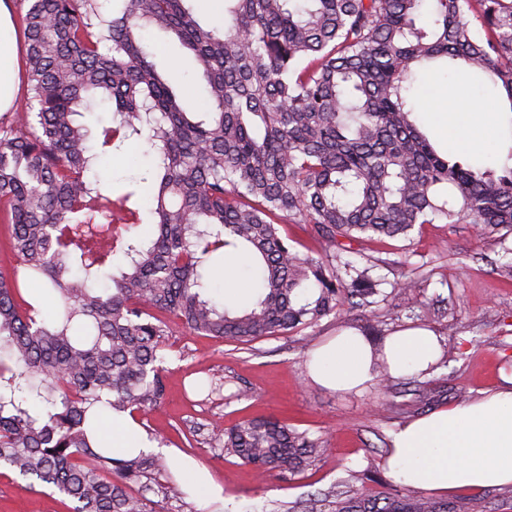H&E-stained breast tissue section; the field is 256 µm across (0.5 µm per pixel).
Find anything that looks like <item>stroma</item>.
I'll return each mask as SVG.
<instances>
[{
	"label": "stroma",
	"mask_w": 512,
	"mask_h": 512,
	"mask_svg": "<svg viewBox=\"0 0 512 512\" xmlns=\"http://www.w3.org/2000/svg\"><path fill=\"white\" fill-rule=\"evenodd\" d=\"M157 66L167 73L192 111L208 108L191 55L167 34H144ZM98 173L124 186L151 173L140 139L116 155L101 156ZM512 256V235H479L469 222L416 226L406 238L356 242L346 260L372 266L381 278L383 301L372 308H344L301 332L240 345L175 328L164 351L165 400L161 408L137 413L143 432L161 437L173 450L205 466L223 488L211 512H287L294 502L331 485L360 478L378 492L395 481L386 461L391 434L411 420L476 400L501 388L512 373V277L502 263ZM415 273L408 295L393 284L403 271ZM382 349L386 336L407 325L433 329L441 355L428 373L390 378L356 393L326 390L307 371V353L345 328L366 332ZM253 417H278L312 436L323 437L320 457L304 472L258 477L251 466L221 454L207 442L211 423L232 426ZM0 512H70V502L50 490L29 491L9 472L0 473Z\"/></svg>",
	"instance_id": "1"
}]
</instances>
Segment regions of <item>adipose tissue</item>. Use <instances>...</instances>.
<instances>
[{"label": "adipose tissue", "instance_id": "obj_1", "mask_svg": "<svg viewBox=\"0 0 512 512\" xmlns=\"http://www.w3.org/2000/svg\"><path fill=\"white\" fill-rule=\"evenodd\" d=\"M16 35L10 0H0V112L17 100ZM414 118L444 153L464 157L479 149L500 156L512 152V112L496 99L446 98L440 111ZM436 335L425 328L393 332L384 346L395 375L427 371L438 357ZM374 350L362 334L346 329L315 348L308 361L312 380L337 392L361 391L372 384ZM98 434L113 453L148 449L130 417L101 418ZM388 460L399 483L433 493L512 485V375L501 390L466 405L417 418L392 434Z\"/></svg>", "mask_w": 512, "mask_h": 512}]
</instances>
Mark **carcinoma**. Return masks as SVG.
Returning a JSON list of instances; mask_svg holds the SVG:
<instances>
[{"instance_id":"carcinoma-1","label":"carcinoma","mask_w":512,"mask_h":512,"mask_svg":"<svg viewBox=\"0 0 512 512\" xmlns=\"http://www.w3.org/2000/svg\"><path fill=\"white\" fill-rule=\"evenodd\" d=\"M23 111L0 120V466L72 502L71 512H165L162 455L117 457L99 415L158 406L171 324L250 344L297 332L379 294L351 242L468 221L512 235V167L436 150L415 123L414 71L469 75L512 107V0H225L210 28L190 0H22ZM486 38L473 35L474 24ZM156 29L194 57L207 112L188 111L142 41ZM112 102L100 148L133 137L153 158L155 230L90 176L98 155L79 122ZM307 224L318 257L279 226ZM256 258L259 291L235 310L209 297L202 268ZM49 296L44 311L30 302ZM209 441L259 473L296 474L323 441L277 418L215 427ZM154 493L161 500L148 498ZM328 512H478L475 499L337 485Z\"/></svg>"}]
</instances>
